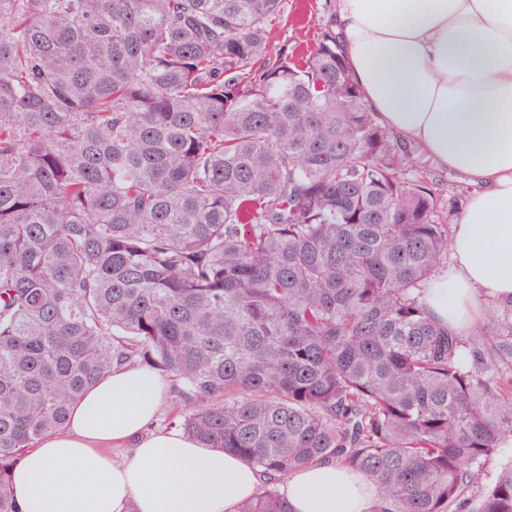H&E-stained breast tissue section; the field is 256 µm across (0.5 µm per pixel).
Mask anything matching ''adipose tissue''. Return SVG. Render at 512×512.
<instances>
[{
    "label": "adipose tissue",
    "instance_id": "adipose-tissue-1",
    "mask_svg": "<svg viewBox=\"0 0 512 512\" xmlns=\"http://www.w3.org/2000/svg\"><path fill=\"white\" fill-rule=\"evenodd\" d=\"M332 11L379 122L473 188L427 298L434 318L470 331L482 299L512 300V0H333ZM168 392L127 364L88 388L14 468L21 512H237L253 499L264 478L249 462L154 429ZM281 491L295 512H368L376 494L332 462Z\"/></svg>",
    "mask_w": 512,
    "mask_h": 512
}]
</instances>
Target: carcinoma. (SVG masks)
Returning a JSON list of instances; mask_svg holds the SVG:
<instances>
[{
  "mask_svg": "<svg viewBox=\"0 0 512 512\" xmlns=\"http://www.w3.org/2000/svg\"><path fill=\"white\" fill-rule=\"evenodd\" d=\"M281 0H0V512L10 474L116 364L266 479L334 461L370 512H512V304L428 311L440 189L334 30L270 49Z\"/></svg>",
  "mask_w": 512,
  "mask_h": 512,
  "instance_id": "cac0c4a2",
  "label": "carcinoma"
}]
</instances>
